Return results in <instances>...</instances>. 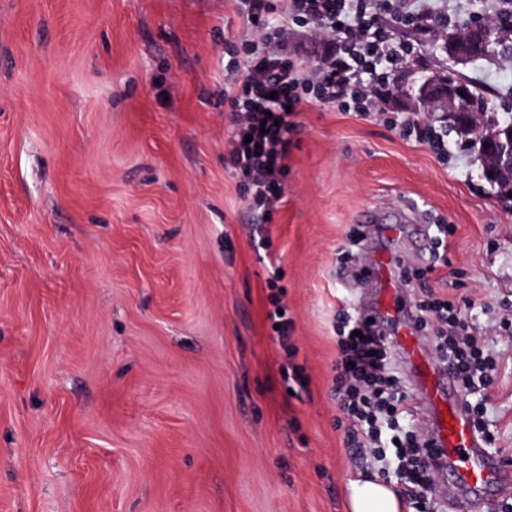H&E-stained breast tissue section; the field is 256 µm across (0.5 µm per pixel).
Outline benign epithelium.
Returning <instances> with one entry per match:
<instances>
[{
    "mask_svg": "<svg viewBox=\"0 0 512 512\" xmlns=\"http://www.w3.org/2000/svg\"><path fill=\"white\" fill-rule=\"evenodd\" d=\"M491 44L490 30L486 26L472 27L460 37H450L446 43L448 59L459 63L484 45ZM464 88L440 76H428L411 88L406 105L413 112L423 113L428 120L445 126L458 127L469 138L489 139L478 113L471 111L467 98L461 96ZM483 179L500 182L496 198L512 209V147L503 145L489 161L481 165Z\"/></svg>",
    "mask_w": 512,
    "mask_h": 512,
    "instance_id": "obj_1",
    "label": "benign epithelium"
}]
</instances>
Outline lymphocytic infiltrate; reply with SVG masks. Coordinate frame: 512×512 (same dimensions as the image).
<instances>
[{"label":"lymphocytic infiltrate","mask_w":512,"mask_h":512,"mask_svg":"<svg viewBox=\"0 0 512 512\" xmlns=\"http://www.w3.org/2000/svg\"><path fill=\"white\" fill-rule=\"evenodd\" d=\"M236 11L254 29L242 39L246 65L224 71V101L235 128L224 163L251 196L255 208L270 212L281 196L292 109L305 102L343 112L373 111L375 86L402 64L408 45L393 42L383 17L407 24L418 15L405 0H236ZM303 31L337 38L339 50L320 64L288 54L290 34ZM419 328L435 326L443 368L453 370L462 390L487 387L486 363L455 300H416ZM340 340L336 395L341 401L346 440L361 468L380 478L405 472L411 488L403 502L411 512H430L440 455L419 429L409 383L397 366L388 336L372 324L355 321Z\"/></svg>","instance_id":"lymphocytic-infiltrate-1"}]
</instances>
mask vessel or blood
Here are the masks:
<instances>
[{"label":"vessel or blood","mask_w":512,"mask_h":512,"mask_svg":"<svg viewBox=\"0 0 512 512\" xmlns=\"http://www.w3.org/2000/svg\"><path fill=\"white\" fill-rule=\"evenodd\" d=\"M372 313L377 319L395 322L394 346L412 369L413 396L433 422L434 445L444 456L443 471L457 490L455 512H471L486 495L512 491V470L489 453L474 432L453 377L428 359L409 310L399 308L384 295Z\"/></svg>","instance_id":"vessel-or-blood-1"}]
</instances>
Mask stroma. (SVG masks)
I'll list each match as a JSON object with an SVG mask.
<instances>
[{"label":"stroma","instance_id":"35a3bbf8","mask_svg":"<svg viewBox=\"0 0 512 512\" xmlns=\"http://www.w3.org/2000/svg\"><path fill=\"white\" fill-rule=\"evenodd\" d=\"M449 24L500 0H409ZM233 0H0V512H344L336 332L375 306L353 273L392 260L403 296L471 305L495 360L478 398L512 465V210L474 155L394 128L397 91L446 67L433 29L375 111L301 105L282 196L253 212L224 157ZM512 117V62L457 67ZM418 208L428 261L375 231ZM358 246H351L354 236ZM278 274L288 346L266 312ZM306 393L289 395L293 364Z\"/></svg>","mask_w":512,"mask_h":512}]
</instances>
